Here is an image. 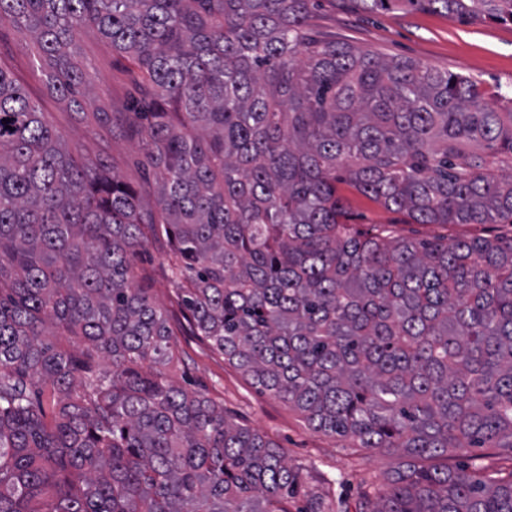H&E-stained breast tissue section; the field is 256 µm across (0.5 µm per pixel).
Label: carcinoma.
<instances>
[{
    "instance_id": "carcinoma-1",
    "label": "carcinoma",
    "mask_w": 512,
    "mask_h": 512,
    "mask_svg": "<svg viewBox=\"0 0 512 512\" xmlns=\"http://www.w3.org/2000/svg\"><path fill=\"white\" fill-rule=\"evenodd\" d=\"M311 0H0L51 62L92 24L141 88L112 121L156 209L79 161L0 66V512H288L271 440L168 380L174 329L135 281L152 243L192 333L316 431L406 458L361 512H512V472L416 459L512 449V237L349 224L346 183L415 224H512V100L318 38ZM512 22V0H403Z\"/></svg>"
}]
</instances>
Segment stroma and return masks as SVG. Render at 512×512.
<instances>
[{
  "instance_id": "35a3bbf8",
  "label": "stroma",
  "mask_w": 512,
  "mask_h": 512,
  "mask_svg": "<svg viewBox=\"0 0 512 512\" xmlns=\"http://www.w3.org/2000/svg\"><path fill=\"white\" fill-rule=\"evenodd\" d=\"M309 23L328 40L469 76L478 81L485 101L512 96L511 23H462L445 14L406 7L399 0L375 12L361 11L352 0H316ZM74 59L93 87L90 99L78 107L46 92V64L33 37L9 24L0 27V62L45 112L74 154L87 160L107 159L138 190L143 205H152L156 185L144 151L97 120L101 112L129 110L137 95L131 63L114 53L91 26L78 34ZM341 193L352 224L362 231L388 224L398 235L448 244L474 236H512V224H415L406 213L385 208L352 188L342 187ZM165 251V244L150 246L138 265L152 281V301L175 317L180 308L165 277ZM172 343L175 359L166 368L169 378L222 405L231 421L271 439L289 465L299 470L300 485L288 500L290 512H300L313 499L323 502L326 512H360L364 485H387L399 469L402 458L397 453L361 448L352 439L315 431L298 409L258 390L223 354L187 329L177 328Z\"/></svg>"
}]
</instances>
